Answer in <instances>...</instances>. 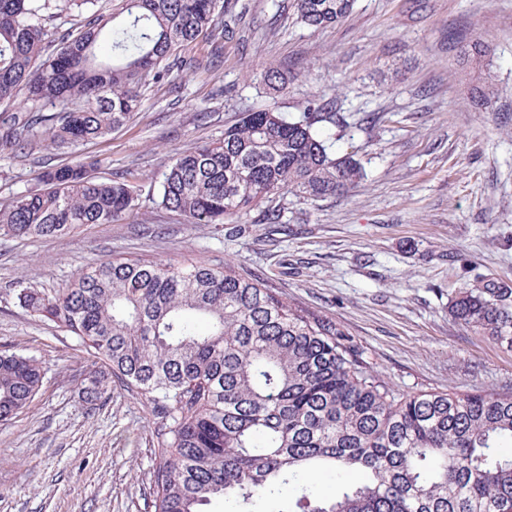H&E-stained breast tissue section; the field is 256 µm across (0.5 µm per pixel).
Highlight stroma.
<instances>
[{
	"label": "stroma",
	"instance_id": "1",
	"mask_svg": "<svg viewBox=\"0 0 512 512\" xmlns=\"http://www.w3.org/2000/svg\"><path fill=\"white\" fill-rule=\"evenodd\" d=\"M236 34L221 62L144 93L130 122L78 148H0V205L47 164L90 163L96 179L140 188L111 224L47 239L0 236V350L35 356L40 393L0 423V512H148L157 419L120 382L91 407L79 393L95 359L23 308L89 264L138 257L201 261L266 279L293 306L336 322L398 393L512 392V349L455 322L448 299L492 279L512 287V0H356L340 24L312 29L293 0H228ZM487 55L463 59L459 38ZM287 74L269 90L267 68ZM496 96L472 102L475 77ZM333 103L337 153L366 176L345 196L276 195L281 221L255 209L234 224H190L155 201L169 159L222 138L240 113L299 118Z\"/></svg>",
	"mask_w": 512,
	"mask_h": 512
}]
</instances>
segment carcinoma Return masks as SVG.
<instances>
[{"label":"carcinoma","instance_id":"cac0c4a2","mask_svg":"<svg viewBox=\"0 0 512 512\" xmlns=\"http://www.w3.org/2000/svg\"><path fill=\"white\" fill-rule=\"evenodd\" d=\"M0 0V147H77L111 135L151 84L198 61L176 57L200 36L232 30L220 0ZM354 0H296L314 29L349 16ZM77 13L63 33L49 11ZM281 93L288 77L264 72ZM329 102L290 121L243 112L224 138L173 155L159 204L190 224H226L288 191L304 201L344 195L365 177L332 150ZM137 187L96 180L82 163L47 168L0 206V234L54 237L110 224ZM21 305L75 336L104 362L83 379L90 406L117 379L160 419L152 512H261L288 489V512H512V393L401 395L331 320L285 302L269 282L224 264L102 260L54 296L25 287ZM453 319L512 348V288L489 280L448 301ZM33 356L0 351V421L42 388ZM340 492L321 496L317 479Z\"/></svg>","mask_w":512,"mask_h":512}]
</instances>
